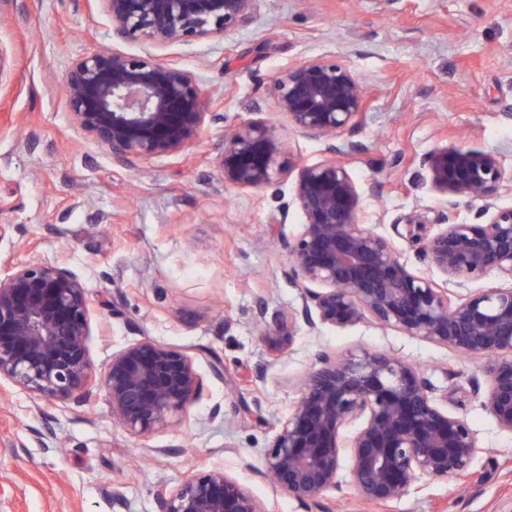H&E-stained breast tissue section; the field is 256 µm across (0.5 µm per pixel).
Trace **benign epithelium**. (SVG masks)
Segmentation results:
<instances>
[{
  "instance_id": "7a95c632",
  "label": "benign epithelium",
  "mask_w": 512,
  "mask_h": 512,
  "mask_svg": "<svg viewBox=\"0 0 512 512\" xmlns=\"http://www.w3.org/2000/svg\"><path fill=\"white\" fill-rule=\"evenodd\" d=\"M122 42L155 46L221 40L252 21L257 0H98ZM73 124L127 166L177 153L215 119L195 75L159 59L97 50L65 75ZM365 88L344 62L294 63L275 79V111L307 136L330 141L331 157L298 169L294 198L303 230L288 250V277L303 295L308 326L344 328L369 319L480 363L482 404L512 432V186L495 156L440 149L423 159L444 195L477 199L476 222L443 213L440 230L416 236L441 286L400 259L387 238L359 222L361 196L336 135L362 119ZM273 124L250 120L224 136V184L261 189L289 173ZM497 274L506 285L451 299L450 286ZM318 285L316 291L312 286ZM93 309L85 283L53 263H18L0 277V382L40 401L83 407L104 393L112 418L134 437L171 426L197 400L195 357L149 337L112 353L96 373L88 348ZM358 422L348 440L346 425ZM476 438L448 412L424 373L382 352L322 357L301 379L259 475L312 509L330 490L366 503L397 499L423 478L465 475ZM157 512H272L222 470L187 477L154 495Z\"/></svg>"
}]
</instances>
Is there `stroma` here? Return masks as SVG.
Instances as JSON below:
<instances>
[{"label": "stroma", "mask_w": 512, "mask_h": 512, "mask_svg": "<svg viewBox=\"0 0 512 512\" xmlns=\"http://www.w3.org/2000/svg\"><path fill=\"white\" fill-rule=\"evenodd\" d=\"M102 48L193 72L216 120L179 153L134 168L114 161L71 123L63 86L73 62ZM316 57L345 61L366 89L363 122L340 137L356 146L343 160L361 223L438 278L409 220L430 236L439 212L469 224L477 206L437 192L422 160L471 148L512 170V0H258L251 24L226 39L165 48L117 44L97 0H0V275L17 262L66 264L93 304L95 368L147 336L191 351L202 378L186 421L145 438L113 420L104 395L40 410L28 392L0 385V512H155L158 486L212 468L274 512H307L257 471L301 376L322 356L364 351L409 359L468 419L471 469L381 506L333 491L316 512H512V433L475 393L478 363L369 320L310 330L287 274L302 230L293 175L263 189L224 183V133L259 107L293 166L326 158L327 141L273 110L278 72ZM48 427L62 451L40 447Z\"/></svg>", "instance_id": "obj_1"}]
</instances>
